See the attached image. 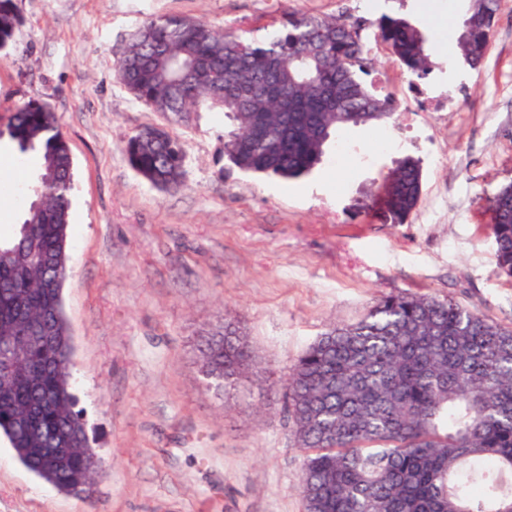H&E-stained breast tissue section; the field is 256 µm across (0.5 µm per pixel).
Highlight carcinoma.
<instances>
[{
  "label": "carcinoma",
  "mask_w": 512,
  "mask_h": 512,
  "mask_svg": "<svg viewBox=\"0 0 512 512\" xmlns=\"http://www.w3.org/2000/svg\"><path fill=\"white\" fill-rule=\"evenodd\" d=\"M498 0H470L462 61L476 69L490 45ZM366 21L310 14L286 17L262 40L224 33L181 15L150 18L130 34L118 78L154 112L219 107L233 122L227 162L245 173L297 179L320 162L336 133L392 121L395 99L369 75ZM397 61L419 80L439 64L425 31L400 15L373 22ZM13 0H0V50L15 38ZM8 136L35 153L29 205L0 234V339L37 323L50 342L0 376V436L20 462L55 488L91 493L98 459L75 410L71 339L61 289L73 161L48 105L16 108ZM123 151L151 183H180L183 156L167 135L131 136ZM421 194L420 161L406 156L384 178V215L402 224ZM497 266L512 278V184L488 198ZM205 386L239 388L255 355L231 322L201 337ZM306 512H512V330L452 299L405 293L379 298L357 323L313 343L287 382Z\"/></svg>",
  "instance_id": "cac0c4a2"
}]
</instances>
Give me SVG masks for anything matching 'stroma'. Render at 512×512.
I'll return each instance as SVG.
<instances>
[{"label": "stroma", "mask_w": 512, "mask_h": 512, "mask_svg": "<svg viewBox=\"0 0 512 512\" xmlns=\"http://www.w3.org/2000/svg\"><path fill=\"white\" fill-rule=\"evenodd\" d=\"M0 51V129L49 105L74 165L63 307L72 392L99 460L91 497L29 472L0 437V512H305L284 383L330 328L407 293L512 329L486 199L512 182V0H498L480 70L438 33L443 60L412 85L367 28L371 78L399 109L349 127L303 179L257 178L224 158L223 112L162 114L118 82L135 25L178 14L264 38L291 14L371 18L367 0H16ZM145 127L176 139L181 183L153 185L122 151ZM423 169L402 224L362 209L405 156ZM38 157L0 141V232L19 224ZM237 322L259 368L217 395L196 345Z\"/></svg>", "instance_id": "obj_1"}]
</instances>
